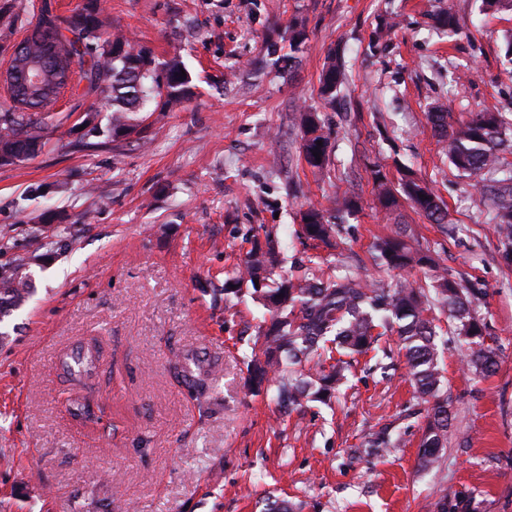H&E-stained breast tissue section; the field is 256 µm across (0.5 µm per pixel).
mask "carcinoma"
<instances>
[{
	"instance_id": "1",
	"label": "carcinoma",
	"mask_w": 512,
	"mask_h": 512,
	"mask_svg": "<svg viewBox=\"0 0 512 512\" xmlns=\"http://www.w3.org/2000/svg\"><path fill=\"white\" fill-rule=\"evenodd\" d=\"M103 14L99 0H85L65 17L43 7L36 9V23L19 41L22 54L44 60L57 70L59 80L52 93L31 103L33 112L20 107L14 95V85L22 84L25 77L19 74L4 82L11 105L0 107V146L9 148L21 161L33 157L50 139L59 97L75 86H84V94L100 99L111 112L107 125L97 121L81 134L84 146L95 145L99 138L116 142L138 136L144 113L156 111L159 105L173 109L193 96L191 75L181 76L185 64L180 57L161 60L150 48L130 44L123 35L106 28ZM303 44V34L295 33L288 54L281 55L280 61L294 64ZM345 79L342 59L333 52L319 79L320 99L326 103L334 100ZM427 118L446 144L450 164L474 179L479 194L493 200L499 233L505 245L512 246V163L505 158V152L512 151V119L500 112H472L467 119L455 121L441 105L432 107ZM301 129L305 163L321 177H330L328 140L321 133L318 113H301ZM372 179L376 199L385 209L397 207L401 194L429 222L445 223L443 202L428 182L411 171L401 173L397 189L380 169L372 170ZM358 208V201L350 198L336 203L333 214L309 208L301 215L303 234L329 246L336 234V215ZM409 239L407 228L396 227L374 244V259L398 272L429 267L433 270L429 288L408 281L368 283L351 272L329 275L319 265L307 268L300 277L277 281L274 275L281 251L269 240L260 242L254 234L252 248L234 281L224 282V295L236 294L248 284L262 294L274 319L269 328L257 334L261 343L248 362L249 380L257 389L264 384L275 387L279 402L290 407L309 399L324 401L343 383L344 368L328 366L318 356L326 343L335 344L349 356L362 355L372 348L375 329L396 333L405 350L416 398L430 404L419 452L421 466L428 468L439 464L449 424L448 400L439 395V316H447L454 325L465 345L467 367L475 373L494 371L497 354L485 342L487 322L477 315L480 289L469 288L448 271L438 270L433 259L412 247ZM29 293L24 265L1 272L0 315ZM97 360L98 350L89 346L65 367L80 376L91 371Z\"/></svg>"
}]
</instances>
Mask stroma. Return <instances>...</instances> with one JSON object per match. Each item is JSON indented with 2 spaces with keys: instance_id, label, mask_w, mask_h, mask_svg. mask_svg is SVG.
<instances>
[{
  "instance_id": "1",
  "label": "stroma",
  "mask_w": 512,
  "mask_h": 512,
  "mask_svg": "<svg viewBox=\"0 0 512 512\" xmlns=\"http://www.w3.org/2000/svg\"><path fill=\"white\" fill-rule=\"evenodd\" d=\"M481 0H105L127 39L161 58L181 55L194 85L185 107L147 115L142 139L77 146L78 118L100 102L76 89L57 104L53 135L31 159L0 166V270L24 264L32 294L0 317V512H261L269 496L300 512H512V263L502 257L492 201L442 151L427 119L478 110L512 118V11ZM452 10L448 37L435 17ZM304 31L292 69L266 48ZM349 77L323 104L331 52ZM316 110L331 178L301 151L299 113ZM426 180L448 208L446 228L410 204L376 205L371 170ZM356 195L337 247L313 246L301 209ZM55 212L59 221L46 223ZM406 224L414 243L484 295L480 317L498 354L491 376L463 365L442 325V385L451 415L438 467L422 469L426 406L416 405L396 334L346 359L330 404L282 413L247 384L266 309L224 281L265 229L282 271L356 266L370 281H423L375 266L372 244ZM55 242L33 261V241ZM95 344L90 374L63 366ZM204 380L196 396L192 380ZM84 395L100 422L74 418ZM399 447L360 460L371 432Z\"/></svg>"
}]
</instances>
